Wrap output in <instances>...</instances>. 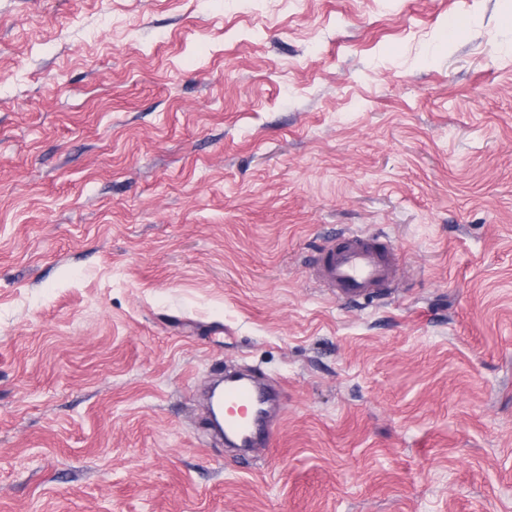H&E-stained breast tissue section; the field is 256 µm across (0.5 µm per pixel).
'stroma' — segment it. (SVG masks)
<instances>
[{"label": "stroma", "mask_w": 512, "mask_h": 512, "mask_svg": "<svg viewBox=\"0 0 512 512\" xmlns=\"http://www.w3.org/2000/svg\"><path fill=\"white\" fill-rule=\"evenodd\" d=\"M0 512H512V0H0ZM313 273L340 303H359L391 288L399 275L395 255L379 237L348 233L323 246ZM272 399L264 391L245 380L224 381V430L239 448H251L262 440L267 443L270 432L266 419Z\"/></svg>", "instance_id": "1"}]
</instances>
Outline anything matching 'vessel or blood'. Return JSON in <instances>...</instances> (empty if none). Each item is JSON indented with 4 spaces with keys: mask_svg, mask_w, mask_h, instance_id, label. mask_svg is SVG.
Listing matches in <instances>:
<instances>
[{
    "mask_svg": "<svg viewBox=\"0 0 512 512\" xmlns=\"http://www.w3.org/2000/svg\"><path fill=\"white\" fill-rule=\"evenodd\" d=\"M313 273L337 301L351 304L391 288L399 269L395 255L379 238L348 233L322 247ZM224 404V429L238 447L250 448L268 440L269 395L248 381L228 380L224 383Z\"/></svg>",
    "mask_w": 512,
    "mask_h": 512,
    "instance_id": "1",
    "label": "vessel or blood"
}]
</instances>
